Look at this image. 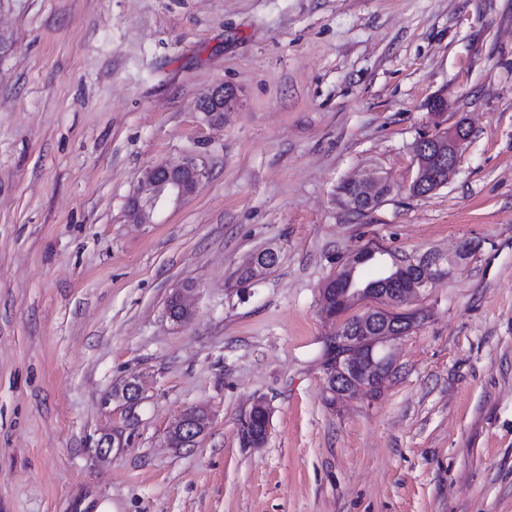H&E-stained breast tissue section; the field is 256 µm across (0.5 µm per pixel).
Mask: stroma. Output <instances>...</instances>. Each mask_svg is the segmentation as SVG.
Instances as JSON below:
<instances>
[{"instance_id":"1","label":"stroma","mask_w":512,"mask_h":512,"mask_svg":"<svg viewBox=\"0 0 512 512\" xmlns=\"http://www.w3.org/2000/svg\"><path fill=\"white\" fill-rule=\"evenodd\" d=\"M0 38V512H512V0H0ZM437 111L469 137L413 196ZM188 155L199 191L132 223L142 171ZM366 168L392 190L356 214ZM366 249L443 274L378 390L334 400L321 289ZM192 407L205 434L167 446ZM236 100L235 90L227 85H218L197 99L195 110L203 115L204 121L209 125H221L224 122V112L230 111ZM196 288L197 285L193 281H184L170 296L165 308V317L171 324L181 326L192 319L194 310L191 295ZM141 395L142 386L136 379H133L126 381L122 386H120L117 392L112 395V397L113 399L124 402L131 417L134 413L135 407L141 400Z\"/></svg>"}]
</instances>
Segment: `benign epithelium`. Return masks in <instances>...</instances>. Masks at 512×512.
Wrapping results in <instances>:
<instances>
[{
	"instance_id": "7a95c632",
	"label": "benign epithelium",
	"mask_w": 512,
	"mask_h": 512,
	"mask_svg": "<svg viewBox=\"0 0 512 512\" xmlns=\"http://www.w3.org/2000/svg\"><path fill=\"white\" fill-rule=\"evenodd\" d=\"M235 90L227 85H218L202 94L196 101L195 110L203 115L204 121L212 126L224 122V113L231 110L236 102ZM465 127L456 123L450 128L418 140L413 147L412 168L414 175L408 184V190L414 191L417 186L424 184L425 169L428 164L426 155L430 150L437 151L436 159L446 173V177L456 170L459 151L465 141ZM205 168L196 158L188 156L175 164L159 163L146 168L140 177L138 187L132 195L128 211L135 224H153L157 216L167 207L176 205L193 196L205 178ZM357 188L358 196L352 198V203L358 209L367 212L374 206L380 189L391 190L388 180L376 172H370L352 179ZM421 276L415 288L396 294L393 303H405L420 290L431 285L441 274L438 261L424 262L420 266ZM197 285L192 281L182 282L170 296L165 308L166 319L175 326L189 322L194 310L191 295ZM359 301V292L343 285L336 298L338 310L331 311L329 307L321 309V315L327 320H336L344 316L339 307ZM328 391L333 396L344 397L357 391L368 390L376 386L381 379L382 371L376 364L364 355H351L326 372ZM142 386L133 379L119 387L111 398L124 402L129 413H134V406L141 400ZM208 415L204 410H188L182 413L176 424L169 430L168 436L179 435L186 446L195 444L207 429ZM123 447L122 437L102 433L95 440V448L101 456H108L114 449Z\"/></svg>"
}]
</instances>
